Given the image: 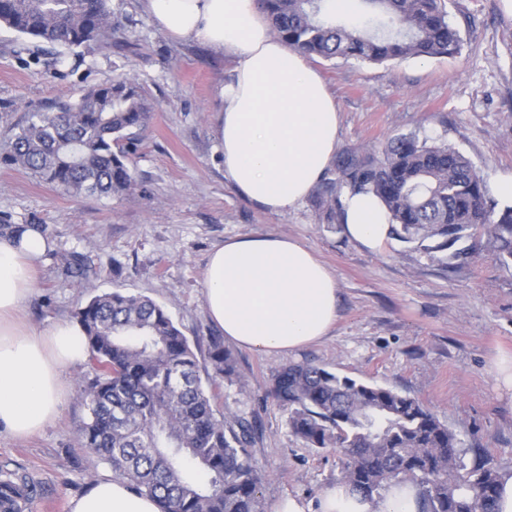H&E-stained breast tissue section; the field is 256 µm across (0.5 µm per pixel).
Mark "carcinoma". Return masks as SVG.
Instances as JSON below:
<instances>
[{
	"instance_id": "carcinoma-1",
	"label": "carcinoma",
	"mask_w": 512,
	"mask_h": 512,
	"mask_svg": "<svg viewBox=\"0 0 512 512\" xmlns=\"http://www.w3.org/2000/svg\"><path fill=\"white\" fill-rule=\"evenodd\" d=\"M359 2L372 15L364 28L327 17L324 0L257 5L288 47L308 57L382 64L461 49L446 0ZM0 24L68 48L109 47L115 31L107 0H0ZM151 112L126 79L93 86L75 102L31 113L0 145V164L73 197L126 195L136 185L132 149ZM335 170L317 193L325 223H342L343 192L371 193L390 215L391 235L429 254L479 230L503 262L512 260V201L492 199L471 161L448 145L402 134L344 150ZM72 318L94 372L82 389L79 429L88 462L108 464L159 512H263L248 452L253 425L214 408L216 379L237 377L224 344L210 341L204 384L189 339L155 300L114 290L78 305ZM271 395L309 447L340 449L342 481L364 498L409 483L418 512H496L499 472L484 461L465 469L457 434L417 400L308 361L282 366Z\"/></svg>"
}]
</instances>
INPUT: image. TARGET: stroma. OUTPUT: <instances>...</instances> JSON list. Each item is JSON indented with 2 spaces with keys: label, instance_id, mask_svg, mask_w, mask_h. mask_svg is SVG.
Returning a JSON list of instances; mask_svg holds the SVG:
<instances>
[{
  "label": "stroma",
  "instance_id": "1",
  "mask_svg": "<svg viewBox=\"0 0 512 512\" xmlns=\"http://www.w3.org/2000/svg\"><path fill=\"white\" fill-rule=\"evenodd\" d=\"M108 6L116 25L108 49L54 47L0 25V144L29 112L115 78L137 83L153 105L127 195L72 198L27 170L0 166V223L45 225L50 241L26 320L45 327L71 319L77 304L119 288L165 306L203 359L210 338L222 335L204 305L210 253L237 236L297 237L338 277L337 323L290 356L232 347L238 377L222 384L217 402L256 427L249 454L264 512L288 496L319 512L323 492L342 480L339 449L312 448L292 434L287 410L269 395L275 371L303 360L418 400L457 433L465 465L481 456L511 475L512 390L498 383L494 363L512 354V265L498 261L494 243L464 239L462 257L450 259L393 237L372 252L340 225L323 223L315 197L280 214L249 202L225 178L217 140L229 57L169 39L144 0ZM448 12L463 39L453 57L310 63L336 100L338 149L416 132L462 153L492 188L512 172V15L501 0H450ZM74 251L88 262L80 276L64 261ZM91 375L85 360L67 369L61 416L41 435L18 440L0 432V478L12 474L37 487L23 512H67L71 498L111 472L106 463L87 464L78 445L81 389Z\"/></svg>",
  "mask_w": 512,
  "mask_h": 512
}]
</instances>
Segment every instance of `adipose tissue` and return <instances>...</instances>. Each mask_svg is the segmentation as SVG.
Masks as SVG:
<instances>
[{
  "label": "adipose tissue",
  "mask_w": 512,
  "mask_h": 512,
  "mask_svg": "<svg viewBox=\"0 0 512 512\" xmlns=\"http://www.w3.org/2000/svg\"><path fill=\"white\" fill-rule=\"evenodd\" d=\"M175 41L192 40L227 54L232 74L219 95L217 136L224 175L271 213L296 208L333 161L339 132L336 101L319 72L262 19L256 0H146ZM389 214L373 194L346 195L343 232L381 250ZM47 249L26 228L0 237V429L17 438L56 421L67 395V367L85 353L74 322L26 326L21 312ZM335 274L304 241L239 236L214 250L204 273L210 320L230 343L261 354H290L329 336L338 319ZM70 512H158L154 499L104 477L70 503ZM320 512H416L412 487L371 502L341 483L328 488Z\"/></svg>",
  "instance_id": "adipose-tissue-1"
}]
</instances>
